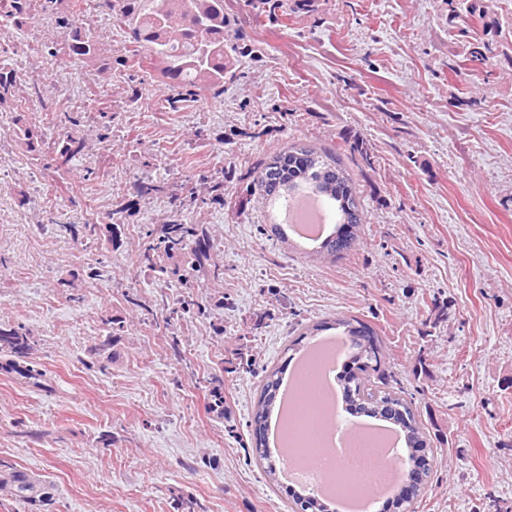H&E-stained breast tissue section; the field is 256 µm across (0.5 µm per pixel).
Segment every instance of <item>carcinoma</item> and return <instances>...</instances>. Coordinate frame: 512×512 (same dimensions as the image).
<instances>
[{"label":"carcinoma","instance_id":"obj_1","mask_svg":"<svg viewBox=\"0 0 512 512\" xmlns=\"http://www.w3.org/2000/svg\"><path fill=\"white\" fill-rule=\"evenodd\" d=\"M100 7L112 19V25L125 29L134 49L123 63H132L141 70L159 68L163 82L177 91L182 98L192 97L204 89L224 86V76L232 62L228 51L238 57H247L253 50L245 46L226 49L229 21L224 16V0H100ZM30 0H0V18L21 27L30 19ZM64 41L69 57L73 59L97 58V48L91 38L78 27L64 25ZM493 52V42L482 39L469 43L465 60L481 62ZM17 94L16 76L0 71V103ZM82 143L68 135L52 158L55 166L67 165L80 153ZM253 184L266 195H281L299 184L314 189L338 202L342 223L355 227L363 221V213L352 179L334 160L305 147L294 148L288 154H279L259 166ZM207 242L192 224L178 220L162 224L138 255L140 270L153 276L164 272L159 254L172 255L191 249L194 255L205 254ZM378 337L361 346L358 372L345 387V396L352 403L372 413L392 414L407 431L411 453L425 451L424 432L419 426L412 402L391 393H376L367 387L369 372L381 367ZM29 348V337L18 327L9 331L0 329V354L21 357ZM278 372L264 377L257 409L251 421L255 447L262 448L270 406L279 389ZM297 512H326L321 499L313 495L293 498Z\"/></svg>","mask_w":512,"mask_h":512}]
</instances>
